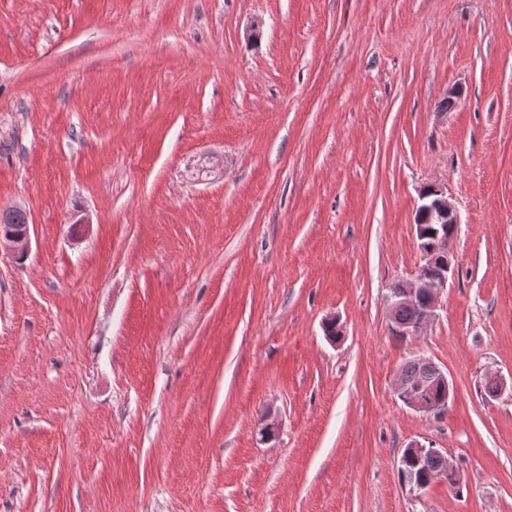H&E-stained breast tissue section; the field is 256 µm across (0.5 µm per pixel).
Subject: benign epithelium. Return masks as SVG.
<instances>
[{"instance_id": "benign-epithelium-1", "label": "benign epithelium", "mask_w": 512, "mask_h": 512, "mask_svg": "<svg viewBox=\"0 0 512 512\" xmlns=\"http://www.w3.org/2000/svg\"><path fill=\"white\" fill-rule=\"evenodd\" d=\"M422 215L436 224H459L456 208L448 201V194L444 189L432 186L425 189L419 197L416 207ZM418 248L421 261L418 271L409 280H402L398 287L390 290L387 296V319L389 328L395 336H418L426 325L436 316L441 292L448 287V275L452 272L454 257L450 250L452 238L444 234L435 236L429 244H421L423 240L422 225H415ZM30 228L18 231L9 229L0 232V251L5 250L15 259H24L29 252ZM420 305L417 319L412 322H401L396 312L402 307ZM415 363L422 368L424 376L415 382H409L405 377L398 378L396 392L401 401L410 409L425 413H440L448 406L451 386L447 374L426 358H418ZM435 383L443 389L442 399L435 400L428 395L426 386ZM435 455L442 461L440 473L434 479H445L450 484L459 481V475L448 458L434 448H426L420 444H413L406 448L401 460L400 471L407 476V466L410 461L421 457Z\"/></svg>"}]
</instances>
